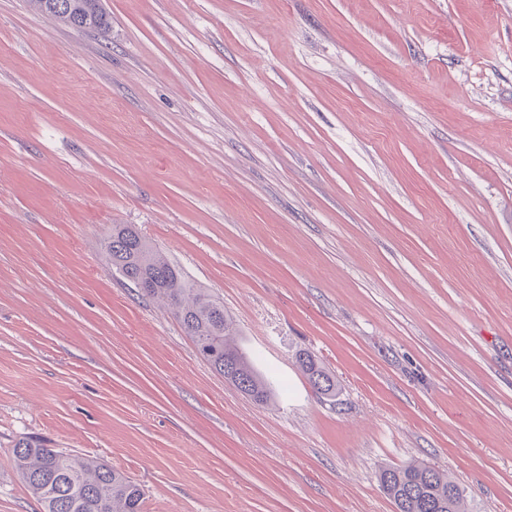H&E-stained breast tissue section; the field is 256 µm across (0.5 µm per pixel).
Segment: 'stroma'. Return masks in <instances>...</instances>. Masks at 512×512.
<instances>
[{"label": "stroma", "instance_id": "35a3bbf8", "mask_svg": "<svg viewBox=\"0 0 512 512\" xmlns=\"http://www.w3.org/2000/svg\"><path fill=\"white\" fill-rule=\"evenodd\" d=\"M103 5L0 0V512L41 510L26 435L144 512H395L414 461L512 512V0ZM116 224L223 303L268 403L112 271ZM35 9L51 14L78 32L102 31L109 18L101 0H30ZM65 7L57 10L58 4ZM296 362L307 377L309 383L317 392L326 396H335L336 381L324 370V368L308 352L300 350L296 354Z\"/></svg>", "mask_w": 512, "mask_h": 512}]
</instances>
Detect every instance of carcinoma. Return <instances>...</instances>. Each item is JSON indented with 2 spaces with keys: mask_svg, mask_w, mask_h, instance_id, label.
Masks as SVG:
<instances>
[{
  "mask_svg": "<svg viewBox=\"0 0 512 512\" xmlns=\"http://www.w3.org/2000/svg\"><path fill=\"white\" fill-rule=\"evenodd\" d=\"M78 32L102 31L109 18L102 0H30ZM111 268L140 293L166 303L199 354L227 381L257 404L272 391L248 355L232 339L233 321L224 305L186 278L182 270L127 224L112 226L106 243ZM296 362L317 392L336 396V381L309 353ZM16 471L43 512H143L144 492L133 480L94 459L66 453L33 437L12 448ZM379 482L397 512H467L465 489L423 462L384 468Z\"/></svg>",
  "mask_w": 512,
  "mask_h": 512,
  "instance_id": "carcinoma-1",
  "label": "carcinoma"
}]
</instances>
